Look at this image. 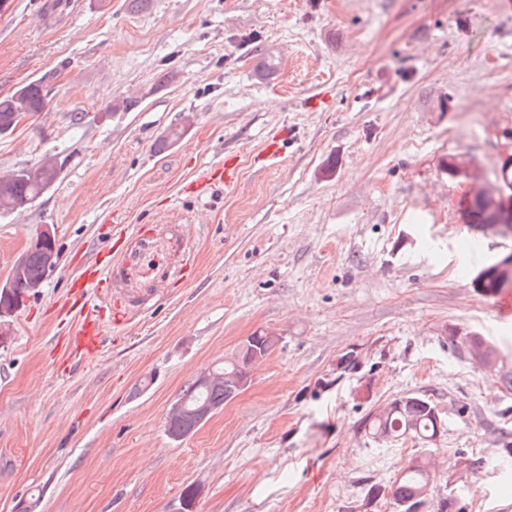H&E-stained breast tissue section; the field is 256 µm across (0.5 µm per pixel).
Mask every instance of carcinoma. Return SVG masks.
Returning <instances> with one entry per match:
<instances>
[{"mask_svg":"<svg viewBox=\"0 0 512 512\" xmlns=\"http://www.w3.org/2000/svg\"><path fill=\"white\" fill-rule=\"evenodd\" d=\"M46 106L43 82L29 83L11 95L0 97V134L16 127L14 118L18 114L33 115ZM59 169L52 157H45L30 168L0 179V212H16L33 203L46 189L53 185ZM51 267L47 266L46 252L33 248L26 256L22 276L11 283L17 296H26L32 287L44 282ZM276 345V338L264 331L248 337L239 353L224 362V366L213 370L220 379L211 383L194 381L183 391L180 400L183 411L168 416L167 432L187 433L198 428L196 410L202 404L217 409L238 394L237 380L249 373L255 354L265 356ZM443 426L436 406L429 399L406 395L377 408L365 417L361 428L370 437L379 441L418 439L424 444L432 443ZM435 478L430 460L416 457L407 462L391 486L395 512H411L415 505H426L427 495Z\"/></svg>","mask_w":512,"mask_h":512,"instance_id":"carcinoma-1","label":"carcinoma"}]
</instances>
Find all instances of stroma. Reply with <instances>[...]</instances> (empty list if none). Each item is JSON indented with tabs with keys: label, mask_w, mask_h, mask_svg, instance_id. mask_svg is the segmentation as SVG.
<instances>
[{
	"label": "stroma",
	"mask_w": 512,
	"mask_h": 512,
	"mask_svg": "<svg viewBox=\"0 0 512 512\" xmlns=\"http://www.w3.org/2000/svg\"><path fill=\"white\" fill-rule=\"evenodd\" d=\"M10 0L0 96L39 80L47 107L0 134V172L58 164L0 214V283L43 229L57 263L0 343V512H394L428 451L423 512H512V315L475 288L512 254L476 227L481 184L512 159V8L503 0ZM277 59L258 71L259 49ZM132 107L112 111L114 102ZM176 141H168L172 129ZM280 152L268 158L266 141ZM237 186L201 179L226 156ZM136 224H182L196 276L67 356L72 290ZM278 336L248 387L173 441L170 405L253 332ZM493 365L468 354L472 336ZM358 354L353 372L337 367ZM414 394L443 421L430 448L365 436ZM379 488L369 499L370 488ZM435 472L426 456L412 458L391 486L395 512H411L410 508L426 505Z\"/></svg>",
	"instance_id": "stroma-1"
}]
</instances>
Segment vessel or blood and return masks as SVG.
<instances>
[{"label": "vessel or blood", "instance_id": "1", "mask_svg": "<svg viewBox=\"0 0 512 512\" xmlns=\"http://www.w3.org/2000/svg\"><path fill=\"white\" fill-rule=\"evenodd\" d=\"M129 237V243L114 245L111 259L103 268L89 275L88 285L96 301L84 311L81 324L70 339L73 351L99 348L105 333L104 309H111L113 321L129 319L130 289H138L141 301L145 302L155 289L171 287L194 274L195 257L182 225H138Z\"/></svg>", "mask_w": 512, "mask_h": 512}]
</instances>
